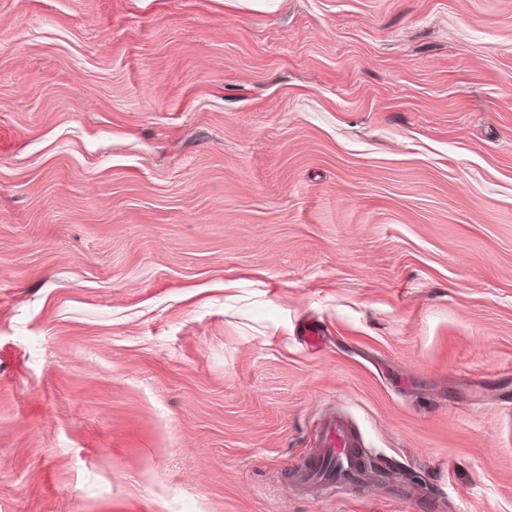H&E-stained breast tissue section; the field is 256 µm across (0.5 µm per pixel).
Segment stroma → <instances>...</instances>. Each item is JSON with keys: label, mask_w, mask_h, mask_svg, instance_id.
<instances>
[{"label": "stroma", "mask_w": 512, "mask_h": 512, "mask_svg": "<svg viewBox=\"0 0 512 512\" xmlns=\"http://www.w3.org/2000/svg\"><path fill=\"white\" fill-rule=\"evenodd\" d=\"M0 512H512V0H0ZM357 440L349 423L331 417L321 423L316 454L297 475L299 485H317L328 494L349 493L364 473L355 449ZM335 462V465L329 462Z\"/></svg>", "instance_id": "obj_1"}]
</instances>
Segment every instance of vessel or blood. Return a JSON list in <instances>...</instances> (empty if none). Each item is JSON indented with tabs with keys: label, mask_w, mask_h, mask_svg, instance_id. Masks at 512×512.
Returning a JSON list of instances; mask_svg holds the SVG:
<instances>
[{
	"label": "vessel or blood",
	"mask_w": 512,
	"mask_h": 512,
	"mask_svg": "<svg viewBox=\"0 0 512 512\" xmlns=\"http://www.w3.org/2000/svg\"><path fill=\"white\" fill-rule=\"evenodd\" d=\"M356 446L357 440L346 420H325L320 426L317 452L300 469L298 484L317 485L336 496L349 493L363 473Z\"/></svg>",
	"instance_id": "obj_1"
}]
</instances>
